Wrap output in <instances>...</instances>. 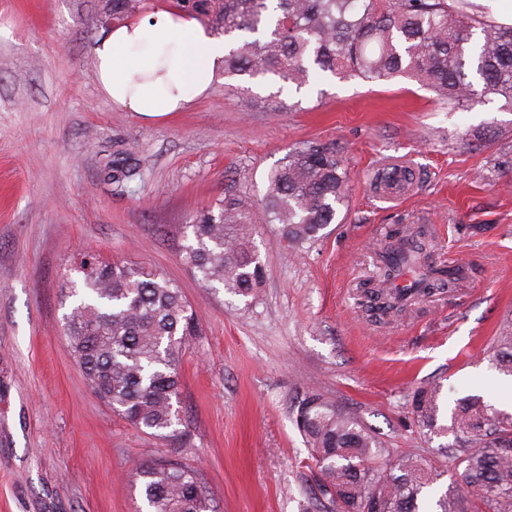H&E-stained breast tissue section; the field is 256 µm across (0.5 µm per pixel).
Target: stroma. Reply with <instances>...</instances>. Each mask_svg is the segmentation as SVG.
Here are the masks:
<instances>
[{
  "mask_svg": "<svg viewBox=\"0 0 512 512\" xmlns=\"http://www.w3.org/2000/svg\"><path fill=\"white\" fill-rule=\"evenodd\" d=\"M112 24L101 0H0V512H142L127 476L164 461L196 469L220 512H301L314 470L293 413L308 390L434 461L435 489H450L457 442L418 432L412 396L440 385L445 426L467 396L512 414L493 350L512 322V112L492 95L452 111L404 78L327 75L297 90L220 75L205 100L147 118L99 89L92 48ZM482 130L493 137L478 147L468 135ZM116 138L141 160L127 192L100 171ZM308 140L335 145L347 169L336 223L293 250L258 225L266 279L253 302L204 288L181 261L183 225L226 186L260 198L270 168ZM391 160L412 173L395 199ZM410 224L430 230V264L462 278L379 322L363 294L378 251ZM86 252L163 269L192 306L181 436L126 422L70 357L61 287Z\"/></svg>",
  "mask_w": 512,
  "mask_h": 512,
  "instance_id": "obj_1",
  "label": "stroma"
}]
</instances>
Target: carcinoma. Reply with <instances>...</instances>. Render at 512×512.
<instances>
[{
	"label": "carcinoma",
	"mask_w": 512,
	"mask_h": 512,
	"mask_svg": "<svg viewBox=\"0 0 512 512\" xmlns=\"http://www.w3.org/2000/svg\"><path fill=\"white\" fill-rule=\"evenodd\" d=\"M103 11L123 21L145 10V0H102ZM216 35L247 32L224 56V75L272 74L299 90L313 75L330 73L364 82L406 76L452 110L474 106L473 79L512 110V25L476 9L472 0H175ZM107 177L122 192L141 177L135 148L114 144ZM348 197V179L333 145L300 142L269 171L258 200L225 189L224 197L185 225L182 258L209 288L246 302L266 278L253 233L279 225V239L294 249L315 242L336 223ZM422 227L402 229L382 252V280L363 306L380 317L404 310L412 299L455 287L460 269L427 262ZM411 271L408 288L396 281ZM61 295L67 349L94 394L140 430L178 436L180 355L199 327L191 305L161 271L106 262L83 254ZM496 367L512 376V328L499 337ZM439 386L412 399L418 426L434 429ZM294 423L316 469L318 495L303 512H422L435 464L396 453L357 418L317 391L305 392ZM452 432L466 444L456 460L452 493L436 512H457L469 496L488 512H512V415L479 400H465L452 416ZM146 512H218L198 471L180 463H145L129 476Z\"/></svg>",
	"instance_id": "carcinoma-1"
}]
</instances>
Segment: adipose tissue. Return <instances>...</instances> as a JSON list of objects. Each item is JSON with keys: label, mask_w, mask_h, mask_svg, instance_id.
Returning <instances> with one entry per match:
<instances>
[{"label": "adipose tissue", "mask_w": 512, "mask_h": 512, "mask_svg": "<svg viewBox=\"0 0 512 512\" xmlns=\"http://www.w3.org/2000/svg\"><path fill=\"white\" fill-rule=\"evenodd\" d=\"M227 45L168 0L114 25L93 47L108 101L154 118L179 112L210 91Z\"/></svg>", "instance_id": "ef3b65f1"}]
</instances>
